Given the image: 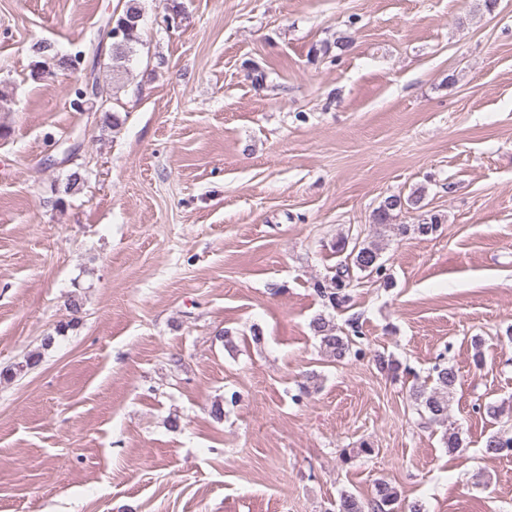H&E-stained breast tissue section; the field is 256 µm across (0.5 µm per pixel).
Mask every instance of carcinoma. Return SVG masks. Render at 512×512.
<instances>
[{"mask_svg": "<svg viewBox=\"0 0 512 512\" xmlns=\"http://www.w3.org/2000/svg\"><path fill=\"white\" fill-rule=\"evenodd\" d=\"M135 10L142 12L140 0H125L122 13L115 20V27L121 30L119 45L110 49L107 68L112 77L119 79L127 70L134 44L138 43L140 22L128 21L129 12ZM422 193L416 190L407 197L390 195L376 209L374 223L380 227L390 228L398 234H417L429 236L434 234L441 224L437 214H430L416 224H395V212L402 209L421 208ZM336 253L343 255V259L336 265L334 273L314 283L315 292L327 301L333 309L344 307L351 299L354 273H365L384 281L389 280L386 267L381 262L382 244L377 239H359L341 236L336 240ZM311 328L319 340L320 348L326 355L335 360L348 357L355 359L366 356L361 347V334L357 322L350 323V332L345 333L336 327L333 318L324 314L315 316L311 321ZM42 360L41 353H31L24 361L8 366L0 372V378L12 380L37 367ZM433 386L414 387L410 391V398L417 406V410L426 416L430 423L442 424L448 420V410L451 404L458 372L448 364L445 355H440L438 363L433 367ZM512 449V434L506 432H492L484 441L485 454L492 457L506 456L505 450ZM336 512H423V507L417 502L401 503L400 495L395 486L379 479L374 483L373 497L364 501L358 496L343 492L336 502Z\"/></svg>", "mask_w": 512, "mask_h": 512, "instance_id": "cac0c4a2", "label": "carcinoma"}]
</instances>
